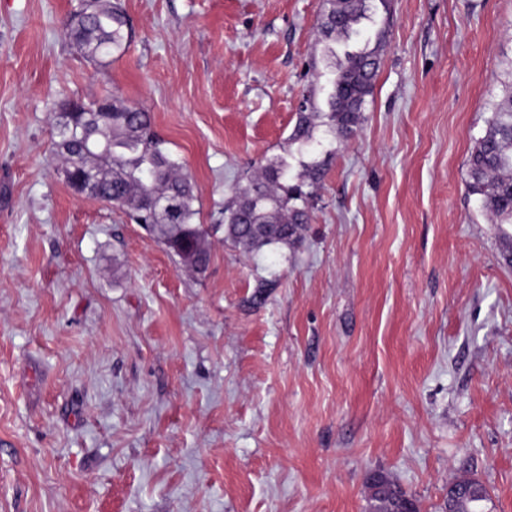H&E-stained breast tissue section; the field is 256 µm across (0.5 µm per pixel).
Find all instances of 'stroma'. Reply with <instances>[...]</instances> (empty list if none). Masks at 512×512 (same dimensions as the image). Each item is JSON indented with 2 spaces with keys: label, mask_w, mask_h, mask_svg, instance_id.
Here are the masks:
<instances>
[{
  "label": "stroma",
  "mask_w": 512,
  "mask_h": 512,
  "mask_svg": "<svg viewBox=\"0 0 512 512\" xmlns=\"http://www.w3.org/2000/svg\"><path fill=\"white\" fill-rule=\"evenodd\" d=\"M121 2L102 67L63 33L77 0H0V512H366L374 472L421 512L462 475L512 512V224L465 191L512 0H372L333 42L320 0ZM359 49L374 93L296 246L216 240L200 275L60 174L56 103L115 97L223 223Z\"/></svg>",
  "instance_id": "obj_1"
}]
</instances>
